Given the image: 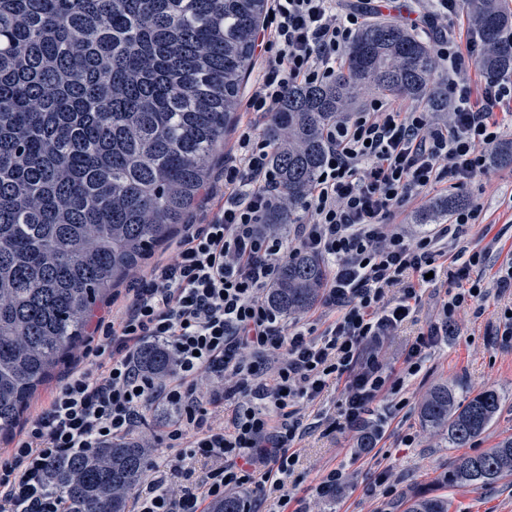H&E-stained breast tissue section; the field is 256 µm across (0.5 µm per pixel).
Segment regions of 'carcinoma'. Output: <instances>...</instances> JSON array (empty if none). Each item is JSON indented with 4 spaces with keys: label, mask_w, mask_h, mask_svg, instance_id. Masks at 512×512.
<instances>
[{
    "label": "carcinoma",
    "mask_w": 512,
    "mask_h": 512,
    "mask_svg": "<svg viewBox=\"0 0 512 512\" xmlns=\"http://www.w3.org/2000/svg\"><path fill=\"white\" fill-rule=\"evenodd\" d=\"M489 76L512 75L508 0H465ZM268 0H0V433L18 426L37 388L84 340L87 314L185 223L233 126ZM448 111L429 42L394 22H370L333 81L299 86L265 130L279 202L263 228L292 224L322 162L324 131L360 90ZM463 197L426 211L435 224ZM327 268L299 252L264 299L282 317L319 299ZM143 369L174 360L147 343ZM485 390L457 400L440 384L422 428L466 448L500 410ZM150 449L133 438L50 460L45 483L67 512H126ZM512 474V438L457 457L449 479L485 486ZM445 496L408 512H449ZM212 512H244L226 496Z\"/></svg>",
    "instance_id": "obj_1"
}]
</instances>
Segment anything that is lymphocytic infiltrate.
<instances>
[{
	"instance_id": "obj_1",
	"label": "lymphocytic infiltrate",
	"mask_w": 512,
	"mask_h": 512,
	"mask_svg": "<svg viewBox=\"0 0 512 512\" xmlns=\"http://www.w3.org/2000/svg\"><path fill=\"white\" fill-rule=\"evenodd\" d=\"M431 18L412 19L439 64L451 73L449 120L427 110L367 100L329 127L327 148L292 237L261 231L278 201L264 127L289 88L332 81L371 13L341 10L337 0H270L261 30L259 81L246 103L238 149L224 163L215 204L184 225L168 260L135 272L121 305L98 321L95 347L78 356L52 397L27 420L0 461V512H64L62 498L43 481L45 463L133 436L146 412L175 410L164 438L173 463L150 462V479L135 495V512H209L225 492L249 489L259 512L273 496L280 508L297 503L294 445L307 431L304 409L332 381L346 398L327 426H359L373 405L397 395L421 368L425 350L448 332L458 308L486 302L473 280L486 251L458 265L466 286L442 306L440 326L409 345L402 371L380 359L384 340L412 319L439 244L460 239L480 210H455L448 223L408 239L390 219L404 204L441 184L486 171L497 140L500 108L512 101V78L486 77L474 91L454 30L434 25L458 15L460 0H428ZM296 251L323 257L330 267L319 326L282 322L264 303L281 264ZM165 346L174 370L145 373L144 342ZM233 402L221 422L225 402ZM185 479L172 490V473Z\"/></svg>"
}]
</instances>
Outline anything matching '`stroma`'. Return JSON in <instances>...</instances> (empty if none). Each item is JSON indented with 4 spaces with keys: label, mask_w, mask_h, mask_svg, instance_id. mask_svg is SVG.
Segmentation results:
<instances>
[{
    "label": "stroma",
    "mask_w": 512,
    "mask_h": 512,
    "mask_svg": "<svg viewBox=\"0 0 512 512\" xmlns=\"http://www.w3.org/2000/svg\"><path fill=\"white\" fill-rule=\"evenodd\" d=\"M453 192L481 208L476 224L469 226L459 245L488 252L481 280L489 293L485 309L479 314L467 310L456 316L453 335L442 337L426 352L420 371L406 378L399 395L402 408H390L382 402L375 405L368 417L375 435L373 448H357V433L352 429L323 434L319 420L322 415L335 413L342 400L341 388H330L308 410L310 431L296 447L299 494L308 512H381L385 507L391 512H406L410 501L421 494L447 496L451 512H512V476L482 487L449 483L448 470L461 451L425 433L419 422V404L435 384L448 383L462 398L493 389L501 397V411L472 441L469 451L487 450L512 436V343H502L495 336L496 326L512 309V299L493 295L496 272L512 265V168L492 165L485 176L473 181L454 187L438 184L402 207L396 223L409 236L423 235L428 227L418 223V215ZM436 264L438 282L424 291L415 322L386 338L380 350L382 359L394 369H401L405 351L417 334L438 321L445 296L457 291V282L448 276V260L441 257ZM334 468L345 476L340 492L316 494L319 478ZM381 472L387 473L397 488L389 502L372 490L373 480Z\"/></svg>",
    "instance_id": "stroma-1"
}]
</instances>
